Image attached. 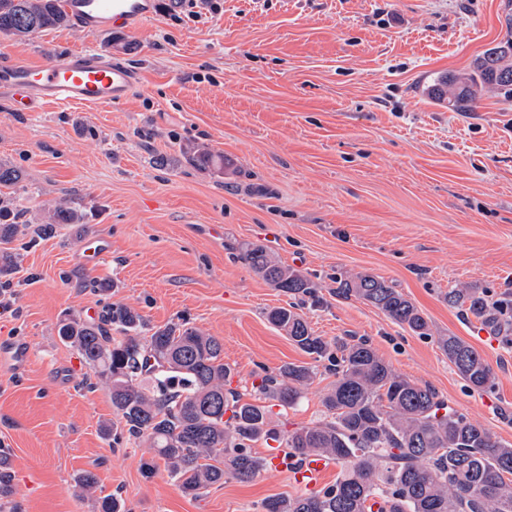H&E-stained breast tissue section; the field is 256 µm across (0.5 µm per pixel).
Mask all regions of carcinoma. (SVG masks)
<instances>
[{
    "label": "carcinoma",
    "instance_id": "1",
    "mask_svg": "<svg viewBox=\"0 0 512 512\" xmlns=\"http://www.w3.org/2000/svg\"><path fill=\"white\" fill-rule=\"evenodd\" d=\"M61 0H0V33L29 36L65 26ZM512 95V38L487 49L472 68L425 88L437 102L461 109L483 88ZM189 161L223 168L224 158L197 148ZM81 223L80 208L64 201L39 231ZM31 224L26 213L0 206V242ZM240 258L266 281L291 296L313 298L314 286L300 272L252 244ZM336 295L372 305L415 336L431 329L417 306L381 277L362 273L339 279ZM448 305L504 336L512 334V303L481 288L448 291ZM268 320L315 362L335 367L336 382L323 397L327 419L281 432L272 425L268 401L292 407L315 375L308 364L288 363L265 376L257 396L245 401L226 388L224 341L186 323L155 327L142 335L141 314L122 303L98 317L66 319L61 339L111 391L112 408L127 433L144 440L164 462L170 481L197 498L233 478L250 482L265 467L251 443L272 441L298 457L336 461V483L314 493L270 497L263 512H512V444L440 400L430 387L397 374L365 339L334 344L314 334L296 307H278ZM437 343L457 374L474 390H487L495 376L486 360L457 336Z\"/></svg>",
    "mask_w": 512,
    "mask_h": 512
}]
</instances>
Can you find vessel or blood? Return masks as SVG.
Masks as SVG:
<instances>
[{
    "label": "vessel or blood",
    "instance_id": "obj_1",
    "mask_svg": "<svg viewBox=\"0 0 512 512\" xmlns=\"http://www.w3.org/2000/svg\"><path fill=\"white\" fill-rule=\"evenodd\" d=\"M65 12L86 32L139 29L152 15V0H63ZM137 79L101 48H91L38 64L12 60L0 64V91L8 94L17 112H35L41 105L123 104ZM271 468L312 490L332 468L330 459L310 456L299 460L288 449H275Z\"/></svg>",
    "mask_w": 512,
    "mask_h": 512
}]
</instances>
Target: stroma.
Returning a JSON list of instances; mask_svg holds the SVG:
<instances>
[{"mask_svg": "<svg viewBox=\"0 0 512 512\" xmlns=\"http://www.w3.org/2000/svg\"><path fill=\"white\" fill-rule=\"evenodd\" d=\"M190 19L177 0H154L139 33L103 37L76 24L32 36L0 34V60L36 63L91 46L135 69L124 104L44 105L13 111L0 94V165L21 178L11 207L43 218L77 199L80 224L50 235L24 230L12 308L0 313V454L13 493L0 512H262L299 492L263 470L182 494L130 437L104 384L58 334L63 320L120 302L149 326L189 322L224 341L230 386L250 398L264 375L309 357L267 319L291 298L251 270L242 247L264 246L316 287L301 313L333 342L370 339L400 375L512 443V340L449 307L464 285L512 293V98L483 89L464 112L428 97L431 77L467 71L512 36V0H220ZM223 156V172L186 162L185 147ZM105 237L86 267L76 246ZM383 277L428 318L411 335L381 311L336 295V280ZM108 282L105 290L94 281ZM453 334L495 373L471 390L439 349ZM28 349L15 366L11 346ZM336 377L317 364L297 405L274 407L284 429L323 420ZM96 474L99 492L79 478Z\"/></svg>", "mask_w": 512, "mask_h": 512, "instance_id": "1", "label": "stroma"}]
</instances>
